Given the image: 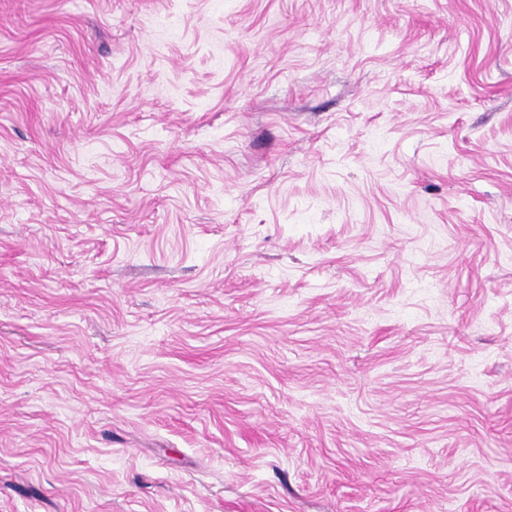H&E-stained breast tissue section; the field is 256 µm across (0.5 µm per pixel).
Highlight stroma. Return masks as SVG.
Returning a JSON list of instances; mask_svg holds the SVG:
<instances>
[{
    "label": "stroma",
    "mask_w": 512,
    "mask_h": 512,
    "mask_svg": "<svg viewBox=\"0 0 512 512\" xmlns=\"http://www.w3.org/2000/svg\"><path fill=\"white\" fill-rule=\"evenodd\" d=\"M0 512H512V0H0Z\"/></svg>",
    "instance_id": "1"
}]
</instances>
